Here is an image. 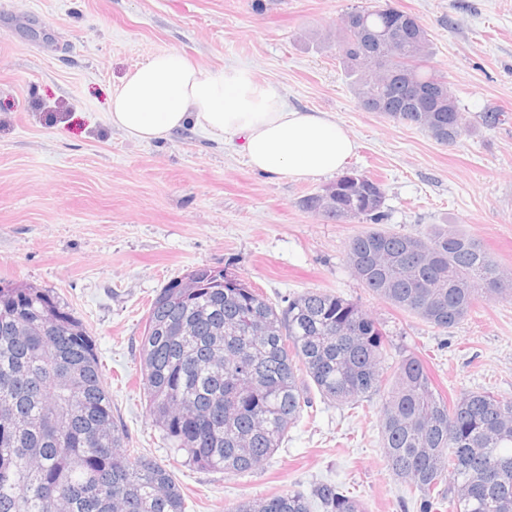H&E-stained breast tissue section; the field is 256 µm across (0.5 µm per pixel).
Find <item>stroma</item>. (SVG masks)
Here are the masks:
<instances>
[{
  "label": "stroma",
  "instance_id": "obj_1",
  "mask_svg": "<svg viewBox=\"0 0 512 512\" xmlns=\"http://www.w3.org/2000/svg\"><path fill=\"white\" fill-rule=\"evenodd\" d=\"M0 0V278L55 291L89 330L112 414L130 447L170 470L185 512L335 483L368 512H418L386 467L383 394L313 395L281 447L246 476L177 461L151 416L139 346L157 292L195 267L229 268L273 304L311 289L380 321L388 361L418 355L441 394L512 399V299L482 300L438 330L363 288L345 259L365 220L301 206L331 182L253 171L239 147L186 130L140 144L109 127L113 89L166 50L254 67L288 105L333 115L356 140L347 169L385 189L383 229L451 228L512 269V0H396L426 29L430 66L474 133L454 146L366 111L336 48L310 34L369 0ZM499 115L484 123L488 112Z\"/></svg>",
  "mask_w": 512,
  "mask_h": 512
}]
</instances>
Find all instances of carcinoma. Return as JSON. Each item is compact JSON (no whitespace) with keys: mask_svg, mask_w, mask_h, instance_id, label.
<instances>
[{"mask_svg":"<svg viewBox=\"0 0 512 512\" xmlns=\"http://www.w3.org/2000/svg\"><path fill=\"white\" fill-rule=\"evenodd\" d=\"M389 0L356 7L369 26L413 24L401 45L373 49L354 40L346 16L337 42L358 102L379 99L385 115L421 127L453 146L470 131L445 77L427 67L432 47L418 19ZM435 95L431 110L410 112L401 74ZM342 194L355 218L374 224L363 191L376 181L358 175ZM303 208L334 221L326 197ZM421 244L409 251L411 243ZM346 259L374 296L439 330L462 322L482 296L512 298V271L452 229L424 236L369 229L353 235ZM200 287L187 294L170 279L155 296L140 341L141 374L150 414L185 462L244 476L268 459L288 429L322 399L349 404L387 387L381 433L388 470L419 502V512H512V400L465 392L454 400L436 389L415 355L387 378L386 334L358 304L310 290L279 308L243 281L220 283L224 270L197 267ZM366 512L334 483L308 498L298 492L252 499L225 512ZM0 512H184L172 474L128 447L112 415L93 339L49 289L0 280Z\"/></svg>","mask_w":512,"mask_h":512,"instance_id":"obj_1","label":"carcinoma"}]
</instances>
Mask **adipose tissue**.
<instances>
[{
  "mask_svg": "<svg viewBox=\"0 0 512 512\" xmlns=\"http://www.w3.org/2000/svg\"><path fill=\"white\" fill-rule=\"evenodd\" d=\"M105 121L140 142L168 140L186 129L237 142L254 170L293 181L339 172L356 150L333 116L289 107L252 67H206L176 51L127 74L112 93Z\"/></svg>",
  "mask_w": 512,
  "mask_h": 512,
  "instance_id": "1",
  "label": "adipose tissue"
}]
</instances>
